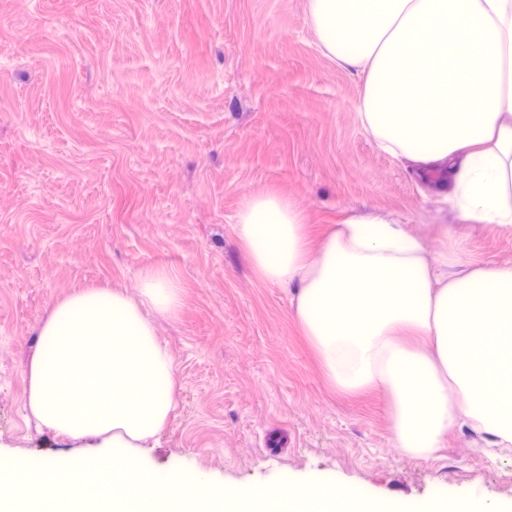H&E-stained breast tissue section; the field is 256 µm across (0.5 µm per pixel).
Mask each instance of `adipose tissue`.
Here are the masks:
<instances>
[{"instance_id": "obj_1", "label": "adipose tissue", "mask_w": 512, "mask_h": 512, "mask_svg": "<svg viewBox=\"0 0 512 512\" xmlns=\"http://www.w3.org/2000/svg\"><path fill=\"white\" fill-rule=\"evenodd\" d=\"M323 54L357 75L361 127L384 154L440 171L461 221L512 234V0H307ZM236 231L256 276L294 287L293 317L338 392L389 401L393 445L427 458L450 431L487 453L512 448V263L458 252L432 260L385 215L334 226L311 246L286 197L248 198ZM178 286L149 268L138 295L85 287L42 320L26 372L25 406L38 425L100 452L11 461L10 472L50 500L75 470L108 468L95 492L128 512L137 487L156 512L223 500L222 487L144 460L175 408L176 368L155 317L176 316ZM280 512L334 498L368 503L323 479L245 489Z\"/></svg>"}]
</instances>
